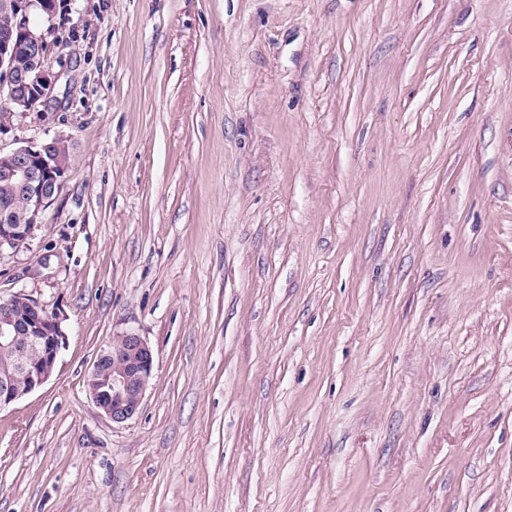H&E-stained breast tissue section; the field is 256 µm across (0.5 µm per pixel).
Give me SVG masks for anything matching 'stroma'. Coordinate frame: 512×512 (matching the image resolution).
Listing matches in <instances>:
<instances>
[{
  "instance_id": "obj_1",
  "label": "stroma",
  "mask_w": 512,
  "mask_h": 512,
  "mask_svg": "<svg viewBox=\"0 0 512 512\" xmlns=\"http://www.w3.org/2000/svg\"><path fill=\"white\" fill-rule=\"evenodd\" d=\"M56 4L0 150L69 163L0 296L67 341L0 410V512H512V0ZM154 350L136 331H124L97 355L83 381L86 394L112 423L133 419L153 377Z\"/></svg>"
}]
</instances>
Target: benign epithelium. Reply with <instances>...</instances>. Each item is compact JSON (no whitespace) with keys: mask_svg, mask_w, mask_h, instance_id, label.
Segmentation results:
<instances>
[{"mask_svg":"<svg viewBox=\"0 0 512 512\" xmlns=\"http://www.w3.org/2000/svg\"><path fill=\"white\" fill-rule=\"evenodd\" d=\"M42 0H5L0 6V97L8 112L0 130L16 112L45 105L57 75L46 66L47 45L30 26ZM64 139L31 140L9 152L0 151V179L25 200V224H0V251L17 247L33 235L41 213L52 201L66 172L59 150ZM66 333L57 314L20 289L0 298V347L18 354L13 368L0 372V409L42 386L51 377ZM154 350L136 331L112 337L97 355L83 381L86 394L100 413L121 424L133 419L153 377Z\"/></svg>","mask_w":512,"mask_h":512,"instance_id":"1","label":"benign epithelium"}]
</instances>
